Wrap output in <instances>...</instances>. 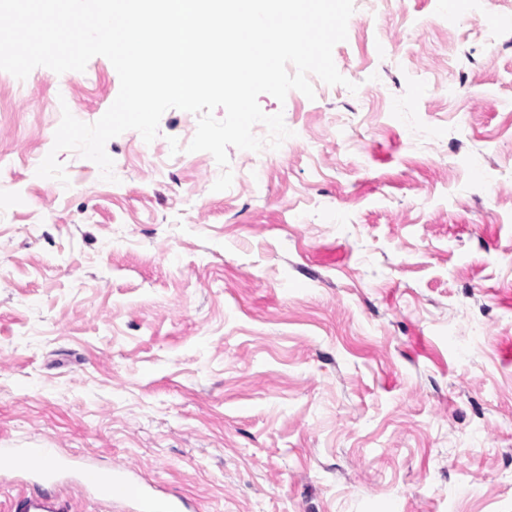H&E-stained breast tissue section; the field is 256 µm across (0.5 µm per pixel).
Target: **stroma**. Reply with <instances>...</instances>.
<instances>
[{
	"mask_svg": "<svg viewBox=\"0 0 512 512\" xmlns=\"http://www.w3.org/2000/svg\"><path fill=\"white\" fill-rule=\"evenodd\" d=\"M355 83L261 94L292 137L37 177L120 80L0 71V448L138 469L194 512H512V0H354Z\"/></svg>",
	"mask_w": 512,
	"mask_h": 512,
	"instance_id": "1",
	"label": "stroma"
}]
</instances>
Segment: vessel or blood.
<instances>
[{
    "mask_svg": "<svg viewBox=\"0 0 512 512\" xmlns=\"http://www.w3.org/2000/svg\"><path fill=\"white\" fill-rule=\"evenodd\" d=\"M61 462L52 448H1L0 471H21L31 480L48 483L55 481ZM85 486L95 490L103 504L114 512H183L182 497L146 486L137 472L115 465L101 471L87 465L82 469ZM9 512H65L51 500L18 495Z\"/></svg>",
    "mask_w": 512,
    "mask_h": 512,
    "instance_id": "vessel-or-blood-1",
    "label": "vessel or blood"
}]
</instances>
